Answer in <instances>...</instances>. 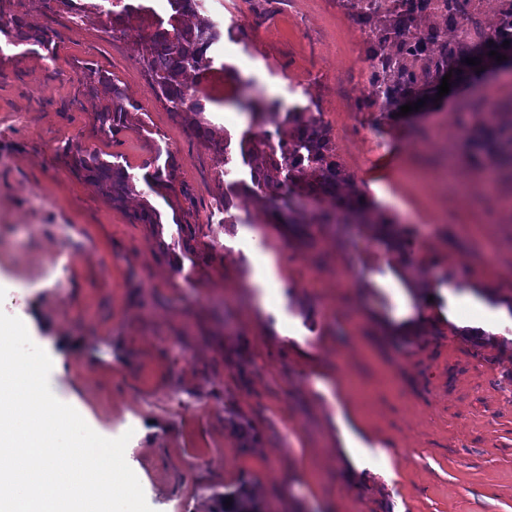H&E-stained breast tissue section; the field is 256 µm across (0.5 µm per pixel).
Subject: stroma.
<instances>
[{"label": "stroma", "mask_w": 512, "mask_h": 512, "mask_svg": "<svg viewBox=\"0 0 512 512\" xmlns=\"http://www.w3.org/2000/svg\"><path fill=\"white\" fill-rule=\"evenodd\" d=\"M238 2L206 0L224 21V67L204 82L219 154L156 100L137 53L147 24L113 37L47 0H0L58 34L56 61L0 62V283L34 294L31 339L65 370L56 397L104 437L130 433L153 512H204L211 490L243 484L263 512H512V326L479 343L474 312L439 318L417 300L419 335L374 321L393 310L374 277L398 255L512 308V177L488 181L464 99L404 116L357 108L365 47L338 0H248L244 27ZM87 66L139 104L140 125L95 135ZM257 96L320 113L337 164L399 243L372 224L299 238L262 206H220L227 181L250 179L252 119L236 100ZM75 136L141 192L170 147L191 206L174 224L137 223L70 172L60 148Z\"/></svg>", "instance_id": "1"}]
</instances>
